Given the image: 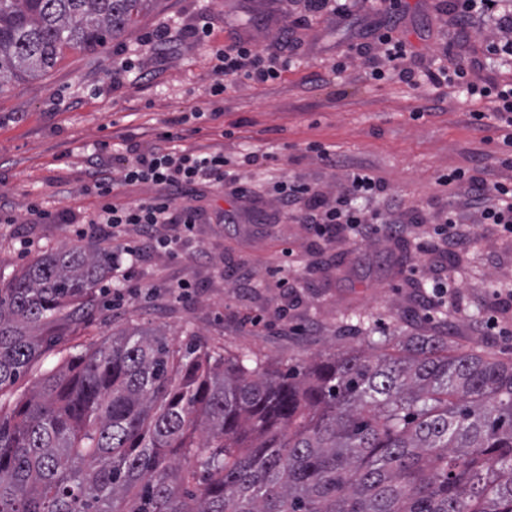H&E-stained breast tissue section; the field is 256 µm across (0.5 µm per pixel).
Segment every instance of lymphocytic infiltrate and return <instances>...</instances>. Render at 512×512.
I'll return each mask as SVG.
<instances>
[{"label":"lymphocytic infiltrate","mask_w":512,"mask_h":512,"mask_svg":"<svg viewBox=\"0 0 512 512\" xmlns=\"http://www.w3.org/2000/svg\"><path fill=\"white\" fill-rule=\"evenodd\" d=\"M355 52L365 59L369 76L374 80L396 77L418 85L420 80L431 84L448 83L465 86L469 96L487 100L488 111L472 112L474 125H482L485 117L499 121V149L503 167L512 169V82L499 84H478L471 80L470 69L465 64L454 68H439L418 74L408 65V51L405 42L391 28L377 30L367 45H357ZM218 60L216 72L219 76L211 87L212 95H222L227 83L248 82L258 86L277 79L282 72L290 70L296 63L295 48H288L281 55L263 54L250 42L237 39L215 53ZM174 136L163 133L158 144L136 153L131 159L123 160L116 174L106 170H93L89 178L91 186L102 204L95 218L96 223L117 230L126 226L138 227L140 241H128L121 253L113 254L112 268L120 284L130 282L134 269L123 266L122 256L138 260L143 249H151L167 255H175L189 241V235L199 222V213L189 206L177 204L181 190L200 183L224 186L233 185L237 196L245 198L249 187L239 181V168L257 166L269 161L266 153L255 151L227 156L221 152H195L177 149ZM123 183H133L153 189L154 194L147 201L134 205H116L111 201L114 190ZM440 186L448 190H462L464 206L474 211L481 224L494 225L498 233L512 240V181H498L486 184L467 169H454L439 177ZM385 190L381 180L367 173L354 171L346 176L344 183L322 190L293 179H280L270 188L272 199L284 209L295 223L320 236L348 234L354 242L363 243L381 235H399V226L381 221L378 213L357 207V199H370ZM173 224L180 232L174 236L162 234L165 225ZM472 230L463 226L462 216L449 211L443 221L433 229L431 243L420 244V252H427L430 245H437L454 257L465 250L473 241Z\"/></svg>","instance_id":"1"}]
</instances>
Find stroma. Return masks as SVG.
I'll list each match as a JSON object with an SVG mask.
<instances>
[{
	"label": "stroma",
	"instance_id": "35a3bbf8",
	"mask_svg": "<svg viewBox=\"0 0 512 512\" xmlns=\"http://www.w3.org/2000/svg\"><path fill=\"white\" fill-rule=\"evenodd\" d=\"M300 10L296 0H154L137 29L113 41L106 53L64 50L45 75L12 82L0 93V202L15 218L0 223V267L9 273L77 243L75 227L92 220L99 207L89 188L91 160L108 166L133 158L166 131L187 149L273 155L266 166L244 173V182L256 190L249 202L209 183L185 188L182 204L203 216L192 241L176 257L145 253L138 263L142 287L124 302L99 291L97 311L46 352L30 376L17 381L14 394L28 392L35 377L67 353L99 345L116 329L133 325L163 328L176 348L194 331L209 349L227 357L249 350L272 370L339 347L355 349V340L340 344L336 338L359 316L395 336H441L453 349L512 360V341L479 327L494 288L512 285V243L482 225L456 267H448L441 253L432 254V274L454 278L459 290L454 307L430 321L411 316L423 280L400 272L417 242L428 239L433 216L461 207V197L437 185L440 174L468 168L489 183L512 176L498 162L496 120L473 128L470 114L484 104L466 100L453 86L370 80L363 59L350 55L351 45L369 41L378 20L367 2L340 25L321 19L293 26ZM201 20L212 35L198 45L185 38L184 28ZM387 21L404 33L412 67L426 68L443 50L452 59L473 50L449 0H403ZM164 26L175 53L148 55L146 36ZM288 37L301 43V66L264 85H231L211 96L216 48L237 38L275 52ZM342 58L348 70L337 79L331 67ZM311 143L334 152L338 167L322 166L307 150ZM352 169L383 180L380 210L397 199L405 202L400 239H375L357 251L341 233L313 237L268 194L283 176L327 189ZM34 203L52 212L53 220L31 213ZM288 249L300 268L285 291L275 287L269 271L284 263ZM176 279L192 283L189 299L168 295L164 284ZM251 316L263 318V332L248 324Z\"/></svg>",
	"mask_w": 512,
	"mask_h": 512
}]
</instances>
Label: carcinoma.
<instances>
[{
    "mask_svg": "<svg viewBox=\"0 0 512 512\" xmlns=\"http://www.w3.org/2000/svg\"><path fill=\"white\" fill-rule=\"evenodd\" d=\"M150 2L0 0V89ZM111 276L86 243L0 277V512H512V361L438 336L361 321L358 349L270 372L122 328L2 399Z\"/></svg>",
    "mask_w": 512,
    "mask_h": 512,
    "instance_id": "carcinoma-1",
    "label": "carcinoma"
}]
</instances>
